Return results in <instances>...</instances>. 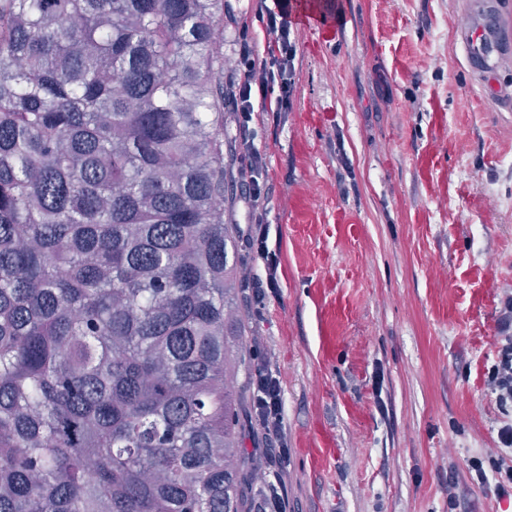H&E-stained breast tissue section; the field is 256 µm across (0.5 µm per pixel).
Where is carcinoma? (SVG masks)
<instances>
[{"label":"carcinoma","instance_id":"obj_1","mask_svg":"<svg viewBox=\"0 0 512 512\" xmlns=\"http://www.w3.org/2000/svg\"><path fill=\"white\" fill-rule=\"evenodd\" d=\"M224 0H0V512H240Z\"/></svg>","mask_w":512,"mask_h":512}]
</instances>
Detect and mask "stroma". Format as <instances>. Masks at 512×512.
Returning a JSON list of instances; mask_svg holds the SVG:
<instances>
[{"mask_svg":"<svg viewBox=\"0 0 512 512\" xmlns=\"http://www.w3.org/2000/svg\"><path fill=\"white\" fill-rule=\"evenodd\" d=\"M293 17L286 121L258 126L280 287L239 288L240 468L268 469L251 359L279 369L288 512H512L470 457L505 419L486 381L512 297V50L486 86L465 52L468 0H314ZM224 222L265 276L234 198Z\"/></svg>","mask_w":512,"mask_h":512,"instance_id":"1","label":"stroma"}]
</instances>
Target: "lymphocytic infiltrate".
<instances>
[{
	"label": "lymphocytic infiltrate",
	"instance_id": "lymphocytic-infiltrate-1",
	"mask_svg": "<svg viewBox=\"0 0 512 512\" xmlns=\"http://www.w3.org/2000/svg\"><path fill=\"white\" fill-rule=\"evenodd\" d=\"M254 19L266 37L258 45L250 29H243L239 53L229 73L224 108L236 113L239 131L238 199L251 220L244 231L247 248L262 260L266 277L250 282L255 302H263L267 293L279 288L278 251L268 246L269 229L264 221L267 194V163L252 148L257 125L266 120H281L291 108L290 93L296 74V45L291 38L289 0H273L265 5L258 0ZM505 336L498 339L497 359L488 372V390L500 407L512 405V299L505 303ZM252 407L255 419L267 440L268 455L277 471H284L288 440L281 400V382L277 368L268 360L256 361L252 381ZM499 446L482 457L469 460L478 483L493 480L498 496H512V422L500 427Z\"/></svg>",
	"mask_w": 512,
	"mask_h": 512
}]
</instances>
